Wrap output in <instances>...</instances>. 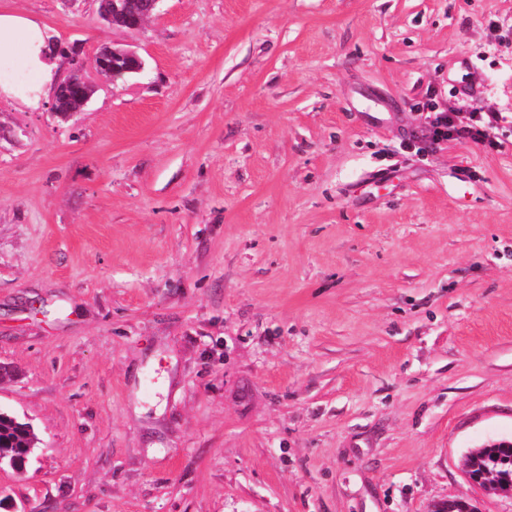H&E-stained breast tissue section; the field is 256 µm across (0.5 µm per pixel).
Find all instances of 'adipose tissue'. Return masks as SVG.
<instances>
[{
    "label": "adipose tissue",
    "instance_id": "1",
    "mask_svg": "<svg viewBox=\"0 0 512 512\" xmlns=\"http://www.w3.org/2000/svg\"><path fill=\"white\" fill-rule=\"evenodd\" d=\"M51 61L38 24L10 12L0 11V87L11 90L13 75H21L32 90V102L53 80Z\"/></svg>",
    "mask_w": 512,
    "mask_h": 512
}]
</instances>
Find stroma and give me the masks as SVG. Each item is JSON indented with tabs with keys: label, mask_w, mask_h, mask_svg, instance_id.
<instances>
[{
	"label": "stroma",
	"mask_w": 512,
	"mask_h": 512,
	"mask_svg": "<svg viewBox=\"0 0 512 512\" xmlns=\"http://www.w3.org/2000/svg\"><path fill=\"white\" fill-rule=\"evenodd\" d=\"M99 5L0 0L145 63L0 93V512H512V0ZM162 0H113L112 15L101 16V19L112 24L116 17L122 18L127 29L137 30L158 10ZM101 50L96 55L99 56L101 53L102 58H107L109 60L108 62L110 64V66H112V60H116V59L127 58L133 62V66L129 69H114V70H113V68L110 69V67L104 61H100L98 63L92 64V67L96 70V72L108 75L112 79V81H115L117 79H122L126 75H129V74L139 73L144 67V63H143L142 59L132 51H128V50H124V49H116V48L112 47L109 51V53H112V57H108V54L105 52H101ZM83 88L84 84L78 76L73 77L67 86L60 85L54 92L58 111L70 112ZM427 120L428 137L432 143L448 140V136L459 140L485 142L488 131L504 120L499 112H481L475 109L469 112L466 121L461 119L457 112L436 111V105L430 104ZM36 436L28 423L0 413V461H16L22 448H33ZM472 462V470L483 475L488 468L490 473L495 472L499 483L507 482L512 485V446L493 444L483 448H476L468 459Z\"/></svg>",
	"instance_id": "1"
}]
</instances>
